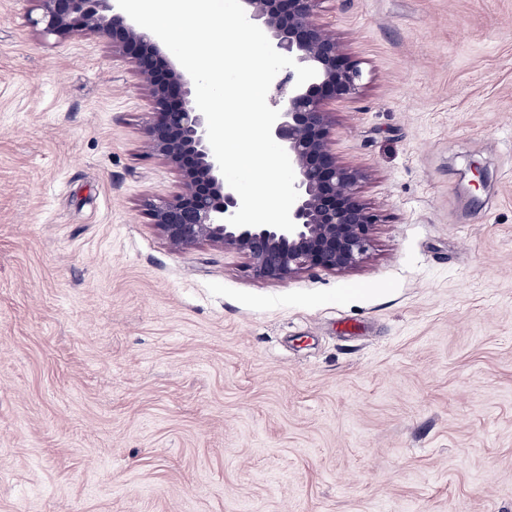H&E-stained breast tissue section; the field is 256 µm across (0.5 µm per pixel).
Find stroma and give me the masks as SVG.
Returning a JSON list of instances; mask_svg holds the SVG:
<instances>
[{
	"instance_id": "stroma-1",
	"label": "stroma",
	"mask_w": 512,
	"mask_h": 512,
	"mask_svg": "<svg viewBox=\"0 0 512 512\" xmlns=\"http://www.w3.org/2000/svg\"><path fill=\"white\" fill-rule=\"evenodd\" d=\"M32 8L0 0V512H512V0H323L381 220L284 282L169 246L142 79Z\"/></svg>"
}]
</instances>
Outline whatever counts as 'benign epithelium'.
Listing matches in <instances>:
<instances>
[{
    "mask_svg": "<svg viewBox=\"0 0 512 512\" xmlns=\"http://www.w3.org/2000/svg\"><path fill=\"white\" fill-rule=\"evenodd\" d=\"M30 19L42 33L74 32L101 39L112 52L131 60L148 91L152 111L144 125L150 153L174 168L184 189L144 203L146 214L171 248L209 243L249 260L253 277L284 282L321 269L347 272L368 251L379 216L360 198L365 173L341 163L331 148L329 104L362 91L360 63L341 49L336 35L318 21L322 0H241L248 19L264 28L273 48L316 76L296 86L290 68L275 81L272 108L279 117L272 137L287 152L298 198L291 208L292 232L272 226L236 227L227 218L240 208L207 138L205 116L197 108L190 75L166 54L165 45L144 33L117 0H32Z\"/></svg>",
    "mask_w": 512,
    "mask_h": 512,
    "instance_id": "benign-epithelium-1",
    "label": "benign epithelium"
}]
</instances>
